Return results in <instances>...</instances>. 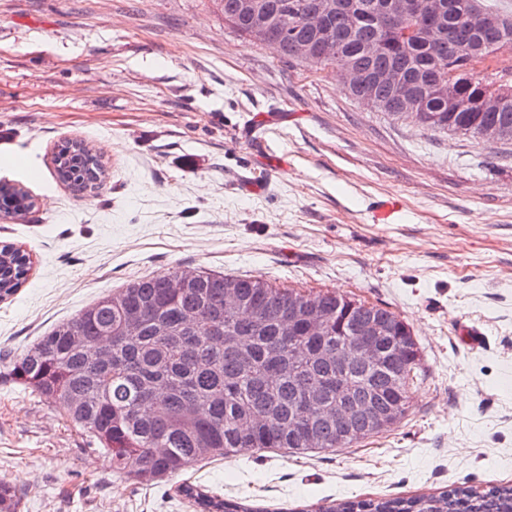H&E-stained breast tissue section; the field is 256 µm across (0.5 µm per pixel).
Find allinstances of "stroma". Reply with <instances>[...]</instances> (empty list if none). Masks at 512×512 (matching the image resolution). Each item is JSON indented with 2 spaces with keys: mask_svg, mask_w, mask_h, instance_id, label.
Instances as JSON below:
<instances>
[{
  "mask_svg": "<svg viewBox=\"0 0 512 512\" xmlns=\"http://www.w3.org/2000/svg\"><path fill=\"white\" fill-rule=\"evenodd\" d=\"M272 112V131L242 139ZM75 139L108 169L91 195L53 174ZM0 182L35 202L0 219V245L30 258L0 300L1 353L177 268L335 292L409 324L426 376L390 430L193 463L196 483L268 512L512 484V150L364 108L334 73L242 37L213 0H0ZM381 200L392 223L369 218ZM0 479L19 512H194L170 482L113 471L7 378Z\"/></svg>",
  "mask_w": 512,
  "mask_h": 512,
  "instance_id": "stroma-1",
  "label": "stroma"
}]
</instances>
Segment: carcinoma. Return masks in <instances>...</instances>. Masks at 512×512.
I'll return each instance as SVG.
<instances>
[{"instance_id": "obj_1", "label": "carcinoma", "mask_w": 512, "mask_h": 512, "mask_svg": "<svg viewBox=\"0 0 512 512\" xmlns=\"http://www.w3.org/2000/svg\"><path fill=\"white\" fill-rule=\"evenodd\" d=\"M323 0H214L224 21L241 35L258 40L253 12L268 20L265 40L278 43L288 61L310 60L321 69L346 64L367 73L394 70L415 82L419 107L412 109L380 83L347 88L354 100L366 101L388 118L403 121L417 112V126L434 134H458L488 144L484 132L498 131L496 144L512 145V101L495 112L475 104L483 89L506 82L512 70L490 61L503 48L512 49V12L482 4L489 22L473 28L465 18L469 0H433L443 34L424 36L418 22L408 31L392 28L387 0H334L324 28L341 47L335 60L308 59L295 52L300 43L316 44L320 33L305 17ZM485 53L472 61L470 50ZM448 85V95L434 92ZM56 177L78 192H95L108 178L102 159L82 141L65 142L54 156ZM28 191L0 185V216L29 212ZM22 250L0 246V298L20 288L29 268ZM181 269L163 278L143 277L93 302L73 318L55 326L21 354L0 355V378L26 386L42 401L60 409L112 455V467L143 484L172 479L193 461L232 456L243 450H334L349 448L369 436L364 415L344 421H317L314 440L292 431L295 402L319 389L322 406H336V386L353 388L355 398L378 414L402 420L410 393L424 379L419 348L408 324L378 305L332 292L321 294L330 315L328 333L310 336L298 327L282 334L288 308L300 293L265 281L227 274L198 272L195 282L177 288ZM231 283L242 304L233 315L224 312V285ZM134 310L136 333L123 331L125 314ZM368 326L386 327L379 336L382 361L369 367L354 355L347 337ZM112 336H107V331ZM85 337L72 345L71 333ZM109 338L103 355L91 352ZM346 349L341 363L323 356ZM177 496L196 512H248L240 502L224 499L200 485L182 482ZM19 494L0 480V512H18ZM328 512H512V485H488L480 491L457 486L418 499L345 500Z\"/></svg>"}]
</instances>
